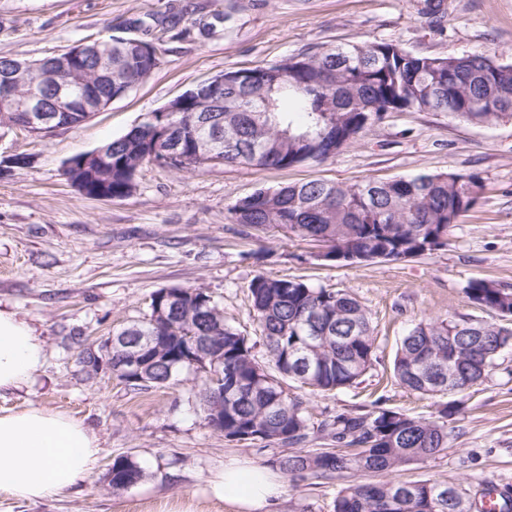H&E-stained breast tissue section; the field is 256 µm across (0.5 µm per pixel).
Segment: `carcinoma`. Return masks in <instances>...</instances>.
<instances>
[{"label": "carcinoma", "mask_w": 512, "mask_h": 512, "mask_svg": "<svg viewBox=\"0 0 512 512\" xmlns=\"http://www.w3.org/2000/svg\"><path fill=\"white\" fill-rule=\"evenodd\" d=\"M111 60L99 63L86 49L72 64L84 85L68 94L73 116L85 106L127 95L158 67L143 40L109 34L99 39ZM33 62L0 58V79L27 72ZM233 84H203L184 93L174 112L155 111L124 136L99 150L112 170H98L87 196L100 190L112 199L136 190L142 166L173 171L212 163L282 169L328 159L355 143L389 112H446L473 124L512 118V62L480 54L424 56L389 42L352 44L313 54L289 56L270 66L224 72ZM478 172L402 176L356 184L310 181L259 189L228 210L235 224L278 228L288 235L326 244V259L352 265L376 254L421 257L448 246V230L476 205L471 189L483 190ZM259 339L268 362H260L256 342L226 323L204 290L161 288L152 294L150 313L116 336H165L166 354L142 364L135 390L178 382L186 337L211 347L223 361L224 439L276 447L269 463L295 477L340 479L347 473L382 472L377 483L348 480L336 491L331 512H475L478 503L462 484L436 480L400 481L403 465L436 456L448 447L446 402H435L428 417H413L385 406L336 411L313 420L308 401L288 395L286 381L310 392L356 388L373 370L375 337L367 310L346 290L315 288L301 280L256 276L249 285ZM465 294L480 309L512 317V288L492 280L467 282ZM163 308L166 317L156 315ZM174 323L183 334L170 332ZM512 349V331L469 316L425 320L408 328L393 360V376L403 388L431 397L461 394L484 382L497 358ZM199 412L210 416L211 378L201 374ZM322 437L327 447L306 449ZM112 491H125L145 477L128 456L109 468Z\"/></svg>", "instance_id": "obj_1"}]
</instances>
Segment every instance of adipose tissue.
<instances>
[{
  "label": "adipose tissue",
  "mask_w": 512,
  "mask_h": 512,
  "mask_svg": "<svg viewBox=\"0 0 512 512\" xmlns=\"http://www.w3.org/2000/svg\"><path fill=\"white\" fill-rule=\"evenodd\" d=\"M45 362V347L16 312L0 309V392L28 383ZM100 452L83 421L38 406L0 412V495L32 500L87 480ZM216 499L244 512H272L284 484L271 469L232 458L208 479Z\"/></svg>",
  "instance_id": "obj_1"
}]
</instances>
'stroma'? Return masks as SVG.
I'll return each mask as SVG.
<instances>
[{"instance_id": "1", "label": "stroma", "mask_w": 512, "mask_h": 512, "mask_svg": "<svg viewBox=\"0 0 512 512\" xmlns=\"http://www.w3.org/2000/svg\"><path fill=\"white\" fill-rule=\"evenodd\" d=\"M183 13L191 33L163 37L160 64L126 96L77 127L43 137L18 130L0 141V161L21 154L27 165L0 173V308L15 311L45 343L44 367L27 384L0 393V411L35 405L82 420L101 452L78 487L26 502L0 495V512H235L210 497L205 482L224 460L262 465L269 448L226 441L197 412L194 376L179 384L132 390L107 373L87 377L82 333L99 343L142 320L161 288H200L227 323L247 335L257 324L248 286L258 275L300 279L348 290L366 308L378 361L356 389L317 396L313 415L370 404L429 416L433 401L391 381L405 331L427 319L467 315L497 321L476 308L464 288L474 278L512 286V120L473 125L444 112H391L335 156L286 169L248 165L171 171L143 166L129 197L82 195L64 170L73 156L123 136L144 117L225 70L280 62L336 46L386 41L416 54L479 53L512 61V0H441L442 27L429 0H0V57L39 60L106 32L142 37L135 20ZM480 173L484 192L449 231L448 248L403 261L344 266L317 258L318 243L275 229L231 223L229 208L262 187L310 180L356 183L368 178ZM128 456L145 478L115 493L105 477ZM402 481L468 479L512 486V353L487 381L463 396L448 420V446L436 457L401 467ZM278 512H330L338 480L283 476Z\"/></svg>"}]
</instances>
